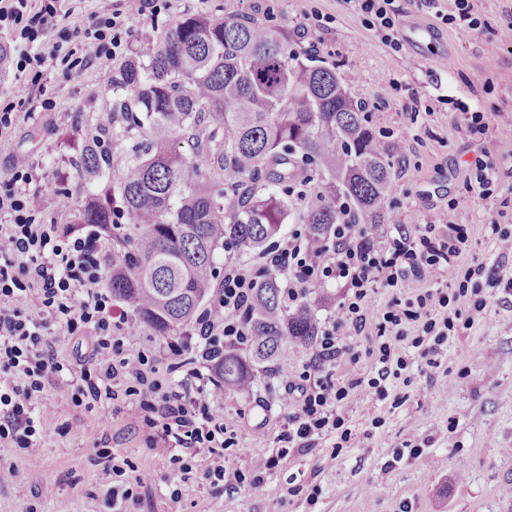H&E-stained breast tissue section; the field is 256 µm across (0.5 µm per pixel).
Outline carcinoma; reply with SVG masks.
Instances as JSON below:
<instances>
[{
    "instance_id": "carcinoma-1",
    "label": "carcinoma",
    "mask_w": 512,
    "mask_h": 512,
    "mask_svg": "<svg viewBox=\"0 0 512 512\" xmlns=\"http://www.w3.org/2000/svg\"><path fill=\"white\" fill-rule=\"evenodd\" d=\"M111 68L116 98L109 134L131 139L119 157L84 145L73 159L89 175L117 168L118 178L77 210L74 223L112 225L121 198L128 233L112 246L101 287L124 308L135 330L181 336L211 295L217 251L226 243L250 259L267 248L291 216L290 192L307 171L319 178L315 201L299 217L317 239L340 222V204L358 220L387 224L393 145L348 92L338 67L291 48L288 34L255 17L185 14ZM196 145L192 158L178 150ZM249 325L248 357L226 352L224 387L243 390L254 368L272 367L289 345L314 341L309 303L288 310L278 274L262 269Z\"/></svg>"
}]
</instances>
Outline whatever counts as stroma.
<instances>
[{
  "instance_id": "obj_1",
  "label": "stroma",
  "mask_w": 512,
  "mask_h": 512,
  "mask_svg": "<svg viewBox=\"0 0 512 512\" xmlns=\"http://www.w3.org/2000/svg\"><path fill=\"white\" fill-rule=\"evenodd\" d=\"M473 4L488 25L464 36L438 23L433 11L405 8L404 22L435 26L439 55L454 61L448 72L434 59L384 46L345 0H279L270 21L287 30L295 48L317 42L319 58L339 64L355 99L383 100L380 124L411 146L408 170L397 177L391 195V221L365 225L367 236L380 242L393 225L433 221L450 202L468 226L467 253L405 288L379 289L370 307L374 317L391 301L404 303L434 284L459 282L477 263L503 282L512 280V252L486 232L500 220V200L474 198L465 185L470 163L479 158L496 161L502 182L512 184V130L499 126L497 117L512 111V22L504 15L512 0ZM114 6L115 0H74L71 13L46 18L41 35L80 32ZM254 6V0H169L166 13L134 20L126 38L137 44L188 12L231 16ZM314 10L331 17L328 30L304 31ZM489 43L496 55L486 53ZM42 71L53 104L47 111L40 102H25L27 73L12 61L0 62V107L12 103L18 112L11 134L0 139V184L10 158L28 155L30 195H69L71 211L42 216L67 232L75 228L74 209L113 180L109 171L88 179L72 163L95 134L97 118L109 117L113 94L105 74L93 69L68 73L48 63ZM389 82L395 91L386 90ZM476 110L488 116L489 126L485 135L471 137L462 115ZM485 296L483 318L451 338L435 365L407 349L408 383L389 388L384 397L368 390L339 405L352 431L347 447L337 448L329 434L311 448L291 449L258 492H232L204 481L178 489L169 461L148 450L139 420L119 402L89 411L57 400L52 387H45L36 408L41 438L9 458L13 477L0 482V512H55L61 501L71 512H113L104 472L116 457L130 460L144 478L122 512H512V290L489 288ZM223 396L224 422L235 433L234 446L225 452L228 464L243 468L254 454L280 448L279 436L297 403L274 373L257 372L249 390ZM106 448L111 456H103ZM21 485L27 496L18 494Z\"/></svg>"
}]
</instances>
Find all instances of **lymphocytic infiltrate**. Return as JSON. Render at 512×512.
<instances>
[{
    "label": "lymphocytic infiltrate",
    "instance_id": "obj_1",
    "mask_svg": "<svg viewBox=\"0 0 512 512\" xmlns=\"http://www.w3.org/2000/svg\"><path fill=\"white\" fill-rule=\"evenodd\" d=\"M363 25L393 51H400L397 21L402 10L396 0H352ZM65 0H0V22H11L20 42L12 54L19 68L33 73L28 96L42 90L38 72L45 62L69 71L93 68L108 71L125 56L128 45L123 33L136 19L157 16L167 10V0H118L112 13L93 22L79 44L59 39L30 52L23 39L46 13L61 11ZM11 178L0 193V459L35 445L40 422L34 415L35 401L44 390V380L55 375L57 399L86 409L122 397L130 412L150 429L149 450L167 459L180 484L197 477L228 489L262 490L265 478L278 467L282 453L254 455L247 468L227 464L224 410L218 404L220 386L201 370L219 361L225 347L250 340L244 318L253 306L256 281L246 267L228 262L220 287L210 306L198 315L189 330L166 341L172 359L193 354L196 364L188 368L186 386H176L159 374L151 353L126 354L124 338L134 328L125 312L112 303L100 283L111 256L98 230L61 233L58 225L46 224L42 213L65 206L63 198L43 195L32 199L25 187L32 179L28 158L12 157ZM323 240H314L302 228L263 255L266 266L283 273L281 287L288 305H297L308 287L336 283L344 288L340 314L320 327L316 355L302 371L287 372L289 394L299 401L283 438L304 449L317 437L337 434L347 443L351 430L337 408L359 396L364 388L381 389L386 382L404 378L409 361L397 353L395 342L410 336L421 354L436 351L454 336L459 324H473L483 316L487 301L467 282L455 288H428L413 302L391 303L376 324L372 347L358 352L355 345L367 328L369 304L381 288H399L411 278L447 268L462 256L468 243L467 225L457 223L451 208L441 209L434 221L408 228L398 225L380 243L366 240L354 222L350 204ZM53 342L81 338L90 347L95 367L73 373L58 361L44 337ZM368 357L376 369L366 379L357 371L360 357ZM348 365L347 376L336 379L324 373L327 362ZM184 448L207 450L212 457L204 472L193 460L181 456Z\"/></svg>",
    "mask_w": 512,
    "mask_h": 512
}]
</instances>
